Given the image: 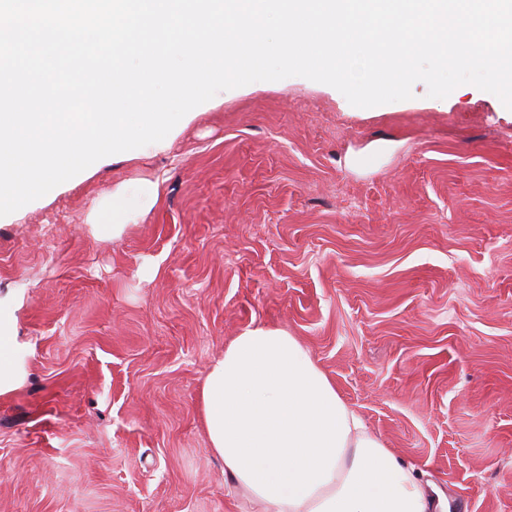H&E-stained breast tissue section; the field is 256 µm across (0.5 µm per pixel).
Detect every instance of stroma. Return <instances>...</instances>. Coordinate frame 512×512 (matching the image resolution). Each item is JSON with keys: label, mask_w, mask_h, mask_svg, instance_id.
I'll use <instances>...</instances> for the list:
<instances>
[{"label": "stroma", "mask_w": 512, "mask_h": 512, "mask_svg": "<svg viewBox=\"0 0 512 512\" xmlns=\"http://www.w3.org/2000/svg\"><path fill=\"white\" fill-rule=\"evenodd\" d=\"M352 106L293 76L218 93L162 149L0 217V512H251L201 388L246 329L296 336L450 512H512V110ZM157 185L120 237L88 217ZM15 344L12 317L0 310V394L13 390L22 378V370L14 359Z\"/></svg>", "instance_id": "obj_1"}]
</instances>
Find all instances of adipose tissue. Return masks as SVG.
<instances>
[{"label":"adipose tissue","mask_w":512,"mask_h":512,"mask_svg":"<svg viewBox=\"0 0 512 512\" xmlns=\"http://www.w3.org/2000/svg\"><path fill=\"white\" fill-rule=\"evenodd\" d=\"M155 201L152 183H123L92 219L117 236ZM15 344L13 320L0 313V394L22 378ZM201 402L225 487L259 512H448L447 498L385 448L285 330L235 336L210 367Z\"/></svg>","instance_id":"adipose-tissue-1"}]
</instances>
